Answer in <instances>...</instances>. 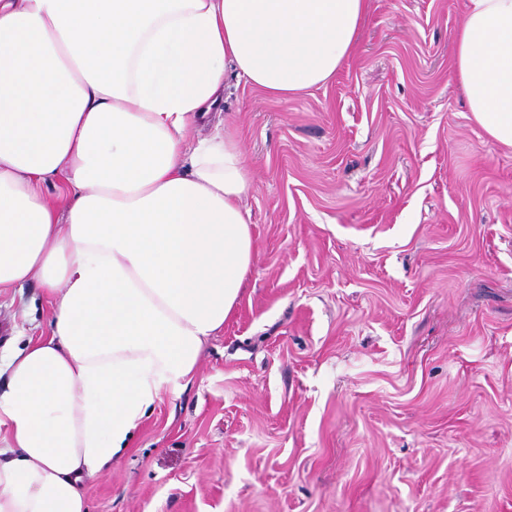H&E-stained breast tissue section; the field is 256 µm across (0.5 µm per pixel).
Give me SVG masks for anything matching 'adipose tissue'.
Listing matches in <instances>:
<instances>
[{"instance_id": "ef3b65f1", "label": "adipose tissue", "mask_w": 512, "mask_h": 512, "mask_svg": "<svg viewBox=\"0 0 512 512\" xmlns=\"http://www.w3.org/2000/svg\"><path fill=\"white\" fill-rule=\"evenodd\" d=\"M367 8L0 0V294L35 281L51 307L0 384V512H86L84 481L234 313L253 180L231 134L186 146L226 67L297 97L332 79ZM454 42L473 121L512 147V0H466Z\"/></svg>"}]
</instances>
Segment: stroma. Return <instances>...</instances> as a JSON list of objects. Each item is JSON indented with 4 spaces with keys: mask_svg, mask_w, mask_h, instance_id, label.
I'll use <instances>...</instances> for the list:
<instances>
[{
    "mask_svg": "<svg viewBox=\"0 0 512 512\" xmlns=\"http://www.w3.org/2000/svg\"><path fill=\"white\" fill-rule=\"evenodd\" d=\"M464 0H368L355 51L285 101L228 74L209 124L252 172L254 262L193 382L88 512H512V148L469 118ZM0 296V352L45 334Z\"/></svg>",
    "mask_w": 512,
    "mask_h": 512,
    "instance_id": "stroma-1",
    "label": "stroma"
}]
</instances>
